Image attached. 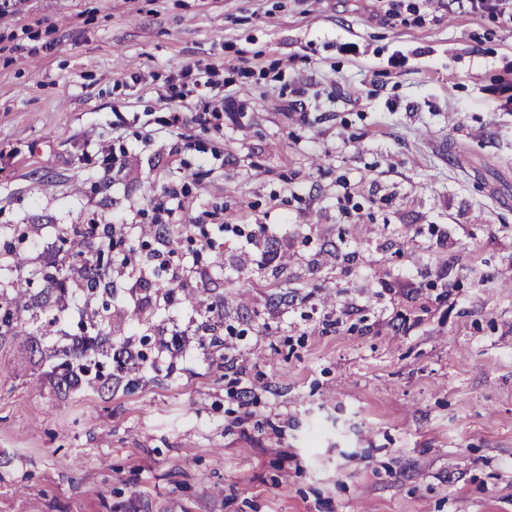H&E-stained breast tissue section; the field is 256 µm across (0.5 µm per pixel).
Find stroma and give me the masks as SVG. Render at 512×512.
I'll use <instances>...</instances> for the list:
<instances>
[{
  "label": "stroma",
  "instance_id": "obj_1",
  "mask_svg": "<svg viewBox=\"0 0 512 512\" xmlns=\"http://www.w3.org/2000/svg\"><path fill=\"white\" fill-rule=\"evenodd\" d=\"M193 63L213 88L171 97ZM172 190L187 241L151 229ZM92 224L135 248L105 271L112 337L150 361L35 385L32 342L80 316L32 285L59 323L0 340V512H512L511 25L448 0H11L0 243L64 269ZM174 274L202 313L157 299Z\"/></svg>",
  "mask_w": 512,
  "mask_h": 512
}]
</instances>
